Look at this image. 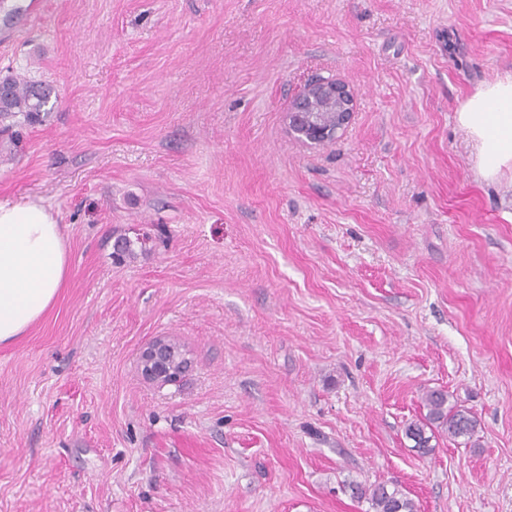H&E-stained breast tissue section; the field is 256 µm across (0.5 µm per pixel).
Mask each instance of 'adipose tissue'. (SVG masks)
Segmentation results:
<instances>
[{"label":"adipose tissue","mask_w":512,"mask_h":512,"mask_svg":"<svg viewBox=\"0 0 512 512\" xmlns=\"http://www.w3.org/2000/svg\"><path fill=\"white\" fill-rule=\"evenodd\" d=\"M455 119L486 180L512 169V78L484 84ZM71 275L58 216L41 201L0 202V346L16 342L55 305Z\"/></svg>","instance_id":"ef3b65f1"}]
</instances>
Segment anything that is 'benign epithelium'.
<instances>
[{
	"label": "benign epithelium",
	"instance_id": "1",
	"mask_svg": "<svg viewBox=\"0 0 512 512\" xmlns=\"http://www.w3.org/2000/svg\"><path fill=\"white\" fill-rule=\"evenodd\" d=\"M356 99L347 83L337 78L313 79L289 105L285 121L289 133L302 141L323 145L338 139L350 125ZM191 361L179 342L160 336L139 355L142 376L152 383H171Z\"/></svg>",
	"mask_w": 512,
	"mask_h": 512
}]
</instances>
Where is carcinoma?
<instances>
[{"instance_id": "carcinoma-1", "label": "carcinoma", "mask_w": 512, "mask_h": 512, "mask_svg": "<svg viewBox=\"0 0 512 512\" xmlns=\"http://www.w3.org/2000/svg\"><path fill=\"white\" fill-rule=\"evenodd\" d=\"M49 102V94L37 84L23 77H7L0 80V118L7 119L21 115L28 122L35 120ZM426 414L409 422L405 436L413 442V448L422 456L435 451L431 445L435 434L427 431L439 427L448 433V439L464 443L472 441L477 432V421L462 406L449 402L448 394L439 389L428 390L421 397ZM352 497L369 504L367 512H417L414 501L398 488L379 483L370 486L357 481L346 484Z\"/></svg>"}]
</instances>
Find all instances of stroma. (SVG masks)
Here are the masks:
<instances>
[{
	"label": "stroma",
	"mask_w": 512,
	"mask_h": 512,
	"mask_svg": "<svg viewBox=\"0 0 512 512\" xmlns=\"http://www.w3.org/2000/svg\"><path fill=\"white\" fill-rule=\"evenodd\" d=\"M0 78V200L57 213L71 278L0 347V512H512V175L455 121L512 74V0H46ZM316 75L341 138L284 115ZM133 252L120 256L121 239ZM179 339L190 368L142 380ZM441 388L473 444L404 434ZM23 77L0 80V118L22 115L28 122L35 120L49 102V94ZM314 99L331 105L323 123L304 127L301 118L311 108ZM356 108V99L347 83L337 78L313 79L289 105L285 121L290 134L311 144L323 145L338 139L350 125ZM189 355L174 338L157 337L140 351L141 374L152 383L174 382L190 367ZM346 488L350 490L353 498L359 501L366 500L369 504V510L366 512L418 511L414 501L396 486L390 488L383 483L366 486L352 480L346 484Z\"/></svg>",
	"instance_id": "stroma-1"
}]
</instances>
